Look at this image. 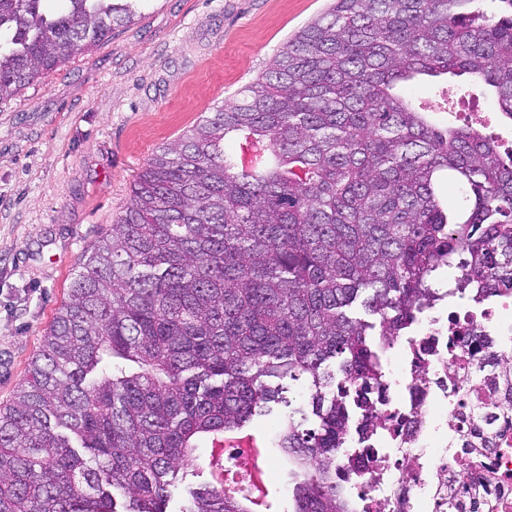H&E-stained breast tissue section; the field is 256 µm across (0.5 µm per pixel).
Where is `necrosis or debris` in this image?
<instances>
[{"mask_svg": "<svg viewBox=\"0 0 512 512\" xmlns=\"http://www.w3.org/2000/svg\"><path fill=\"white\" fill-rule=\"evenodd\" d=\"M475 330L512 350V298L448 305L394 345L382 378L386 425L337 451L345 489L362 512H450L481 470L490 477L484 493L495 512H512V425L497 448L479 456L462 448L449 423L460 406L448 365Z\"/></svg>", "mask_w": 512, "mask_h": 512, "instance_id": "1", "label": "necrosis or debris"}]
</instances>
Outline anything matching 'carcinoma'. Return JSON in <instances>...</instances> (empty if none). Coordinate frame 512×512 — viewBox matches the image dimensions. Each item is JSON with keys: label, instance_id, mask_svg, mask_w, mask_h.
I'll return each instance as SVG.
<instances>
[{"label": "carcinoma", "instance_id": "cac0c4a2", "mask_svg": "<svg viewBox=\"0 0 512 512\" xmlns=\"http://www.w3.org/2000/svg\"><path fill=\"white\" fill-rule=\"evenodd\" d=\"M43 2L0 0V95L95 47L142 0ZM478 2L335 0L236 102L148 160L0 408V512H166L168 476L199 440L242 432L279 398L268 379L301 376L315 424L274 416L264 446L291 464V512H354L336 454L351 406L368 429L385 422L369 403L382 354L446 297L512 294V152L394 92L451 74L493 88L512 121V0L494 17ZM493 342L464 337L448 368L467 445L485 449L512 400V354ZM249 503L212 481L179 512Z\"/></svg>", "mask_w": 512, "mask_h": 512}]
</instances>
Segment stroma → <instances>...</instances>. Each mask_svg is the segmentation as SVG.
<instances>
[{
  "mask_svg": "<svg viewBox=\"0 0 512 512\" xmlns=\"http://www.w3.org/2000/svg\"><path fill=\"white\" fill-rule=\"evenodd\" d=\"M328 0H142L135 20L47 77L0 96V407L32 358L85 252L123 213L148 159L232 104ZM444 75L399 85L437 125L446 101L512 124L494 93Z\"/></svg>",
  "mask_w": 512,
  "mask_h": 512,
  "instance_id": "obj_1",
  "label": "stroma"
}]
</instances>
